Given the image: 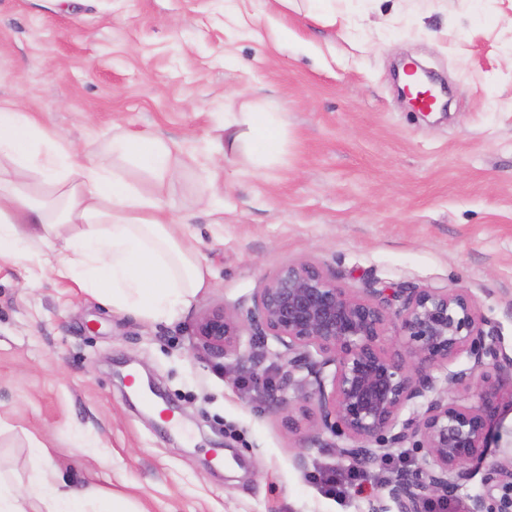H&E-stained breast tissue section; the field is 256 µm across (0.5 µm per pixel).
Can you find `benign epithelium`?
Segmentation results:
<instances>
[{
    "instance_id": "benign-epithelium-1",
    "label": "benign epithelium",
    "mask_w": 512,
    "mask_h": 512,
    "mask_svg": "<svg viewBox=\"0 0 512 512\" xmlns=\"http://www.w3.org/2000/svg\"><path fill=\"white\" fill-rule=\"evenodd\" d=\"M193 336V349L211 361H248L249 382L271 402L290 388L306 389L317 415L303 409V418L344 437L340 453L359 467L407 444L423 450L418 469L390 481L398 512H430L432 501L448 500L478 468L484 492L470 497L465 512H512V455L489 456L502 391L512 389V355L464 289L355 291L301 261L265 279L246 317L211 310ZM463 355L467 368L448 369ZM270 356L279 361L273 376L261 370ZM442 370L444 378L433 375ZM460 389L478 404L448 397Z\"/></svg>"
}]
</instances>
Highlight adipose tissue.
<instances>
[{
    "label": "adipose tissue",
    "instance_id": "adipose-tissue-1",
    "mask_svg": "<svg viewBox=\"0 0 512 512\" xmlns=\"http://www.w3.org/2000/svg\"><path fill=\"white\" fill-rule=\"evenodd\" d=\"M40 140L41 151L30 148ZM224 140L274 156L280 142L272 112H228ZM112 152L149 171L154 193H139L122 176L81 161L18 102L0 103V261H25L31 244L40 266L62 278L85 277L100 302L131 308L148 319L175 317L208 281L207 269L175 228L164 186L174 170L171 146L158 138L125 136ZM37 171L48 192L31 188ZM0 512H133L121 497H92L40 469L26 489L0 475Z\"/></svg>",
    "mask_w": 512,
    "mask_h": 512
}]
</instances>
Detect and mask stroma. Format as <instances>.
<instances>
[{
    "label": "stroma",
    "mask_w": 512,
    "mask_h": 512,
    "mask_svg": "<svg viewBox=\"0 0 512 512\" xmlns=\"http://www.w3.org/2000/svg\"><path fill=\"white\" fill-rule=\"evenodd\" d=\"M338 27L278 0H0V100L78 159L144 193L113 139L176 144L173 216L208 284L171 319L102 304L71 279L0 263V470L44 466L135 512H371L416 448L352 468L250 365L191 352L206 311H246L280 267L344 288H463L512 354V0H338ZM415 57L447 83L425 113L398 94ZM228 112H276L281 148L224 150ZM334 472L339 493L317 477Z\"/></svg>",
    "instance_id": "obj_1"
}]
</instances>
